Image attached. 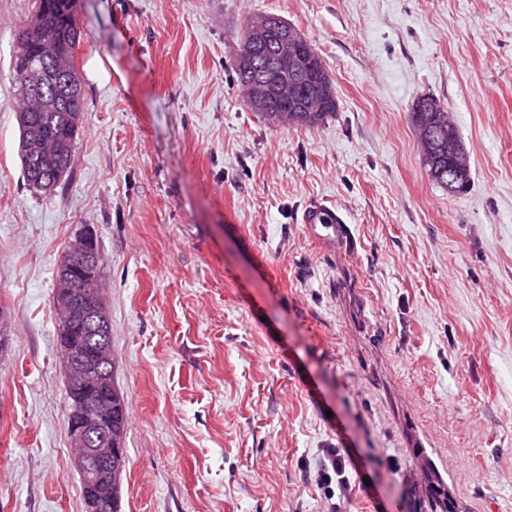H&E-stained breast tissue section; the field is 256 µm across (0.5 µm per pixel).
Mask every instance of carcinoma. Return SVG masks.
Masks as SVG:
<instances>
[{"mask_svg": "<svg viewBox=\"0 0 512 512\" xmlns=\"http://www.w3.org/2000/svg\"><path fill=\"white\" fill-rule=\"evenodd\" d=\"M35 31L31 39L19 42L13 61V81L20 88L23 81L33 72L42 68L37 48L43 43L59 47L61 57L59 70L77 72L75 66L76 46L80 42V28L76 18V0H35L33 15ZM315 57V79L294 96H276L274 104L295 110L293 118L306 119L308 125H316L334 114L336 104H325L318 112H305L303 108L316 105L321 87L332 83L323 60L315 48H310ZM278 62L277 40L272 39L265 45L255 61L253 73H246L239 65H234L235 80L241 90H246L252 74L270 73ZM42 90L49 104L39 108L38 101L26 99L22 107L28 109L26 118L18 124L19 139L36 136L43 141L47 152L35 161L19 154L24 178L28 186L39 191H48L47 184L59 185L70 173L71 152L78 135L82 118V83H75L68 94H63V85L58 73L45 75ZM412 122L419 131L423 149V164L431 181L439 187L448 188V151L435 152L429 142L428 132L438 131V138L444 142L448 134L461 140L457 127H448L450 119L447 108L440 112H414ZM105 329L96 328L93 317L70 319L59 322L60 350L66 352L71 345H78L86 363L94 367L93 374L85 381L66 380V393L69 400L67 420L85 412L88 404L95 399H104L109 412L103 424V432L112 440V447H123V433L127 423L128 410L124 398L115 383V357L98 361L99 342L111 344L110 318L104 320ZM126 453L112 459V466L103 470L92 483L81 482V492L85 512H121L120 488L112 483V467L125 469Z\"/></svg>", "mask_w": 512, "mask_h": 512, "instance_id": "obj_1", "label": "carcinoma"}]
</instances>
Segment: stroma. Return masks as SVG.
<instances>
[{
    "label": "stroma",
    "mask_w": 512,
    "mask_h": 512,
    "mask_svg": "<svg viewBox=\"0 0 512 512\" xmlns=\"http://www.w3.org/2000/svg\"><path fill=\"white\" fill-rule=\"evenodd\" d=\"M0 0V512H83L56 271L91 226L129 403L121 512H512V0H77L82 124L54 190L23 177ZM298 27L336 111L280 127L234 81L237 34ZM106 74L91 78L88 64ZM466 146L451 194L411 112ZM348 218L312 242L311 204ZM439 102V101H438ZM442 109L439 110L436 107H431L430 104L423 102L421 104L422 111L412 112V122L414 127L419 131L420 143L423 149V164L427 171V174L431 181L443 189H447L450 192L455 190V185L458 188V192L464 191L470 182L471 170L470 166L461 172L460 178L455 184L456 177L458 176L460 168L466 164V156L461 155L454 142L448 137V122L452 125L451 132L458 143L464 148L461 136L458 128L450 121L448 117V110L439 102ZM432 109V110H431ZM439 122L441 124H439ZM441 125H444L443 129ZM438 131V140L434 141H446L448 148L441 150L440 148L434 147L428 138V132L432 130ZM465 149V148H464ZM439 150L443 154L434 153ZM328 464L324 462L318 472V485L324 489V494L331 500L335 496L332 484L340 490L346 491L350 488V478L346 474V462L337 448L327 449Z\"/></svg>",
    "instance_id": "1"
}]
</instances>
